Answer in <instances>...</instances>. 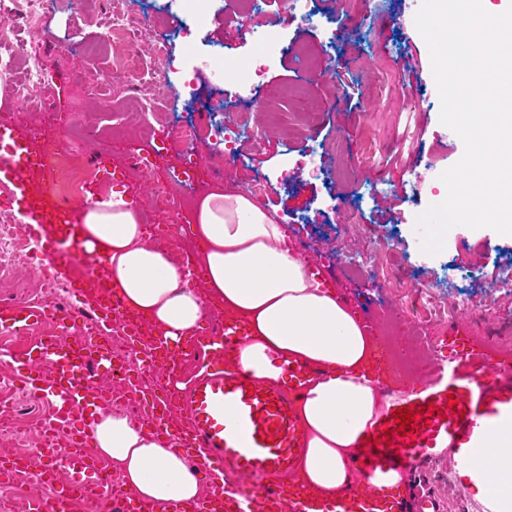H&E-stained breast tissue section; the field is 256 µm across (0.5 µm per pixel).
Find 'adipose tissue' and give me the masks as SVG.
Masks as SVG:
<instances>
[{
  "label": "adipose tissue",
  "mask_w": 512,
  "mask_h": 512,
  "mask_svg": "<svg viewBox=\"0 0 512 512\" xmlns=\"http://www.w3.org/2000/svg\"><path fill=\"white\" fill-rule=\"evenodd\" d=\"M77 220L87 246L107 259L127 307L172 342L196 330L212 300L248 322L239 364L261 380L277 377L268 358L273 351L330 367L331 375L300 398L308 442L299 481L328 499L360 483L356 443L389 406L366 375L377 345L358 315L320 288L309 262L286 248L282 225L247 190H213L196 205L188 231L204 245L201 291L184 287V269L144 241L124 193L83 205ZM91 436L98 453L119 469L125 488L149 499L157 512L200 496L186 458L146 435L127 413L96 410ZM458 476L486 512H512V416L487 422L470 442Z\"/></svg>",
  "instance_id": "adipose-tissue-1"
}]
</instances>
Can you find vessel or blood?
<instances>
[{
	"mask_svg": "<svg viewBox=\"0 0 512 512\" xmlns=\"http://www.w3.org/2000/svg\"><path fill=\"white\" fill-rule=\"evenodd\" d=\"M41 157L31 136L9 121L0 122V184L8 186L7 206L27 223L44 230L45 275L80 262L84 272L72 287L90 286L94 312L83 339L72 340L74 312L56 305L22 302L0 305V333L14 335L51 323L55 330L35 345L0 351V364L11 368L25 389L49 398L55 412L42 431L38 465L18 454L0 461V474L22 486L39 484L48 495L31 498V512H97L98 492L111 485L112 476L100 461L87 454L89 435L78 426L85 410L103 402L104 394L91 379L112 374V352L100 344L108 324H116L127 337L130 351L142 359L163 355L166 369L162 388L142 381L132 383V398L146 422L168 446L192 451V463L208 482V495L192 503H178L173 512H263L266 503L280 512H312L308 494L287 482L300 466L306 435L297 414L296 398L324 377V369L281 352L269 359L278 373L266 383L252 371L235 365L240 319L209 323L196 334L194 346L172 344L164 335L143 338L129 319L130 311L109 285L104 259L86 250L75 230V212L51 196H34L31 176L40 173ZM209 359L210 367L184 379L183 367ZM512 414V371L488 362L469 348L456 329L442 336L440 365L420 389L393 400L387 413L360 441L358 466L365 475L399 466H414L437 448H461L482 429L485 419ZM407 417L406 425L396 420ZM66 440L70 450L59 456L56 441ZM74 478L63 476L64 469ZM242 475L233 495L220 483L225 471ZM87 480H78V473Z\"/></svg>",
	"mask_w": 512,
	"mask_h": 512,
	"instance_id": "1",
	"label": "vessel or blood"
}]
</instances>
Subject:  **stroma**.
Instances as JSON below:
<instances>
[{
    "instance_id": "obj_1",
    "label": "stroma",
    "mask_w": 512,
    "mask_h": 512,
    "mask_svg": "<svg viewBox=\"0 0 512 512\" xmlns=\"http://www.w3.org/2000/svg\"><path fill=\"white\" fill-rule=\"evenodd\" d=\"M420 0H265L243 20L229 13L181 36L183 15L163 0H48L27 14L21 0H0V119L22 133L40 130L39 143L54 153L58 196L81 205L77 181L92 174L111 122L121 121L131 99L147 112L112 147L131 173L122 190L138 197L143 224L167 226L173 242L197 247L175 207L150 208L140 199L155 188L179 191L166 180L181 150L163 151L168 128L189 124L192 153L204 174L224 189L269 185L256 203L287 232L289 250L334 274L351 307L387 332L399 318L414 335L438 342L448 325L468 330L493 360H512V288L492 287L501 262L512 257V237L489 228L456 227L442 252H422L416 218L442 202L441 173L462 157L461 139L439 121L440 98L428 48L414 16ZM136 24L122 46L119 66L100 35L116 11ZM277 30L265 48L259 37ZM169 43L180 67L165 70L148 51ZM242 68L268 67L259 91L262 108L249 102L218 115L225 84L208 67L212 51ZM37 61L32 81L29 61ZM415 74H408L407 66ZM56 116L49 127L47 116ZM246 133L224 145L221 121ZM155 154V166L135 170L136 156ZM386 246L369 255L370 239ZM40 259L0 276V299L10 302L38 288ZM422 484L439 493L447 512H483L461 486L453 454L425 463Z\"/></svg>"
}]
</instances>
